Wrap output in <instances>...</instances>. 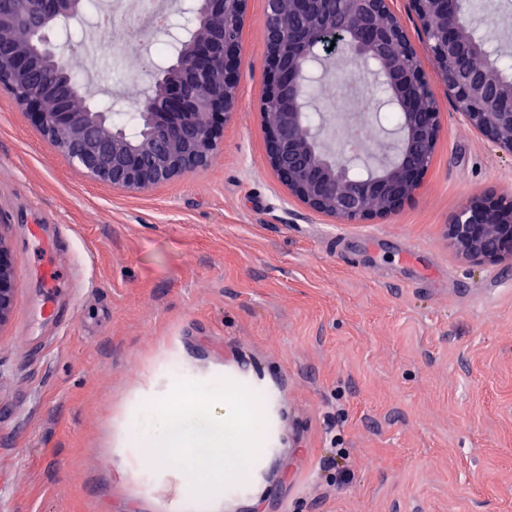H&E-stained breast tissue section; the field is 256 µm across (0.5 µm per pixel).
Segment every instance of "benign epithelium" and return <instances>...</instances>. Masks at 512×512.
<instances>
[{"label":"benign epithelium","mask_w":512,"mask_h":512,"mask_svg":"<svg viewBox=\"0 0 512 512\" xmlns=\"http://www.w3.org/2000/svg\"><path fill=\"white\" fill-rule=\"evenodd\" d=\"M266 0L263 31L268 80L261 100L269 167L309 210L344 224H371L399 211L432 165L442 135L440 113L396 0H288L279 12ZM249 0H192V30L165 67L153 71L139 103L136 139L112 121V108L70 109L84 94L68 78V59L46 32L80 17L83 0H0V31L17 25L30 41L0 47V85L34 115L44 135L91 177L129 192H145L200 170L219 126L235 114L236 72ZM429 60L453 94L456 110L490 144L512 152V75L498 63L500 48L474 36L462 0H410ZM342 51L375 68L399 112L395 156L373 174L350 175L356 156L325 149L323 127L311 124L307 88L323 57ZM481 58L479 68L469 66ZM46 70L61 78L43 81ZM288 106L269 112L271 103ZM448 238L467 258L512 259V195L473 198L448 224ZM11 254L0 243V324L8 319L16 284Z\"/></svg>","instance_id":"1"}]
</instances>
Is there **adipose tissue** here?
Returning <instances> with one entry per match:
<instances>
[{
  "instance_id": "adipose-tissue-1",
  "label": "adipose tissue",
  "mask_w": 512,
  "mask_h": 512,
  "mask_svg": "<svg viewBox=\"0 0 512 512\" xmlns=\"http://www.w3.org/2000/svg\"><path fill=\"white\" fill-rule=\"evenodd\" d=\"M159 375L165 389L137 390L118 422L125 472L167 466L182 512H256L285 449L278 387L233 364L204 376L167 364Z\"/></svg>"
}]
</instances>
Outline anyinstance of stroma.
<instances>
[{
  "label": "stroma",
  "mask_w": 512,
  "mask_h": 512,
  "mask_svg": "<svg viewBox=\"0 0 512 512\" xmlns=\"http://www.w3.org/2000/svg\"><path fill=\"white\" fill-rule=\"evenodd\" d=\"M164 0L121 81L95 100L137 111L153 45L186 25ZM265 0H250L238 107L206 169L144 193L88 177L0 87V235L17 284L0 326V512H175L174 478H120L113 421L170 351L205 373L234 362L281 392L288 446L261 512H512V261L467 259L448 225L468 199L512 193V153L475 133L441 75L444 133L413 200L339 224L289 199L259 116ZM355 112L332 78L328 135L394 138L371 69ZM62 289L58 314L40 294ZM341 441L350 480L324 467Z\"/></svg>",
  "instance_id": "obj_1"
}]
</instances>
